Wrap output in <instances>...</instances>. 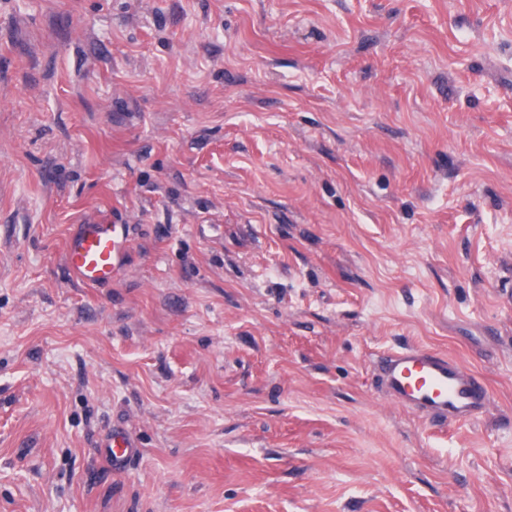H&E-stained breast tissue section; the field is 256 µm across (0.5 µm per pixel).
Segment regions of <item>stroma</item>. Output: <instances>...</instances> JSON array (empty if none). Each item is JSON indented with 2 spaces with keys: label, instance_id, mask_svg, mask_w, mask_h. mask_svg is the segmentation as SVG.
Wrapping results in <instances>:
<instances>
[{
  "label": "stroma",
  "instance_id": "obj_1",
  "mask_svg": "<svg viewBox=\"0 0 512 512\" xmlns=\"http://www.w3.org/2000/svg\"><path fill=\"white\" fill-rule=\"evenodd\" d=\"M511 280L512 0H0V512H512ZM129 228L104 220L80 224L66 243L65 265L72 277L85 286L112 282L124 271L129 247ZM375 369L387 399L431 421L470 422L489 408L485 380L447 354L407 345L380 355ZM108 448H112V463L122 465L135 448L126 433L120 430H112V438Z\"/></svg>",
  "mask_w": 512,
  "mask_h": 512
}]
</instances>
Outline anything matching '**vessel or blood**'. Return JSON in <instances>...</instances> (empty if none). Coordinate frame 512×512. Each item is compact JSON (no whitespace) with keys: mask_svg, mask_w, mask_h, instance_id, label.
Segmentation results:
<instances>
[{"mask_svg":"<svg viewBox=\"0 0 512 512\" xmlns=\"http://www.w3.org/2000/svg\"><path fill=\"white\" fill-rule=\"evenodd\" d=\"M128 247L127 225L90 221L68 239L65 265L83 285L101 286L123 273ZM376 378L387 399L433 421L470 422L489 408L485 380L444 353L410 345L385 352Z\"/></svg>","mask_w":512,"mask_h":512,"instance_id":"1","label":"vessel or blood"}]
</instances>
